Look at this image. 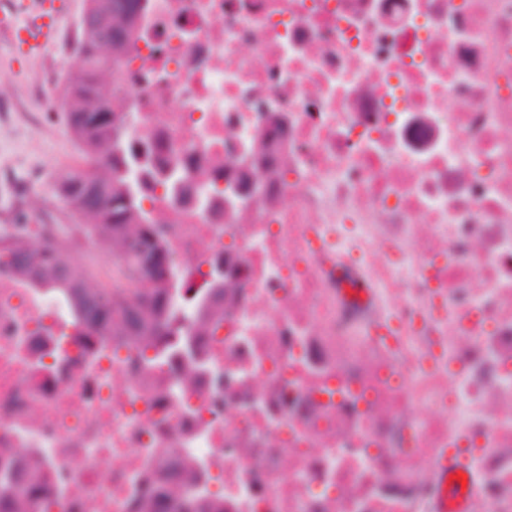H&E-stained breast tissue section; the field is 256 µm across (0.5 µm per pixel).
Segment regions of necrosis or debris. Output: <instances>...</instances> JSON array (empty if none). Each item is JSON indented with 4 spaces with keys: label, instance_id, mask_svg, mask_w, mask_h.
<instances>
[{
    "label": "necrosis or debris",
    "instance_id": "1",
    "mask_svg": "<svg viewBox=\"0 0 512 512\" xmlns=\"http://www.w3.org/2000/svg\"><path fill=\"white\" fill-rule=\"evenodd\" d=\"M112 102L197 358L0 270V496L512 512V0H148ZM432 465L438 474L434 488L435 512H468L469 495L462 496L454 487L448 486L450 476H460L462 479L468 476L466 459L457 454H448L446 449L433 459Z\"/></svg>",
    "mask_w": 512,
    "mask_h": 512
}]
</instances>
